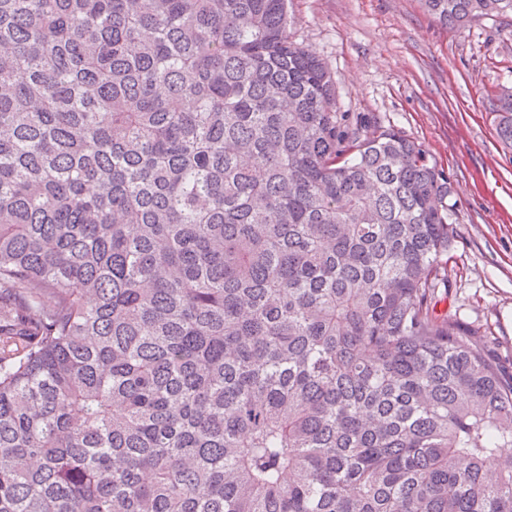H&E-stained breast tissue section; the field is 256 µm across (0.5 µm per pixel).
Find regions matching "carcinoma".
Segmentation results:
<instances>
[{
    "label": "carcinoma",
    "instance_id": "cac0c4a2",
    "mask_svg": "<svg viewBox=\"0 0 512 512\" xmlns=\"http://www.w3.org/2000/svg\"><path fill=\"white\" fill-rule=\"evenodd\" d=\"M289 2L0 0V512H512L448 182Z\"/></svg>",
    "mask_w": 512,
    "mask_h": 512
}]
</instances>
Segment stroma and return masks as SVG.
<instances>
[{
    "label": "stroma",
    "mask_w": 512,
    "mask_h": 512,
    "mask_svg": "<svg viewBox=\"0 0 512 512\" xmlns=\"http://www.w3.org/2000/svg\"><path fill=\"white\" fill-rule=\"evenodd\" d=\"M290 33L319 55L342 111L420 144L448 179V287L436 311L512 373V146L491 100L512 86V15L458 29L421 0H292Z\"/></svg>",
    "instance_id": "stroma-1"
}]
</instances>
